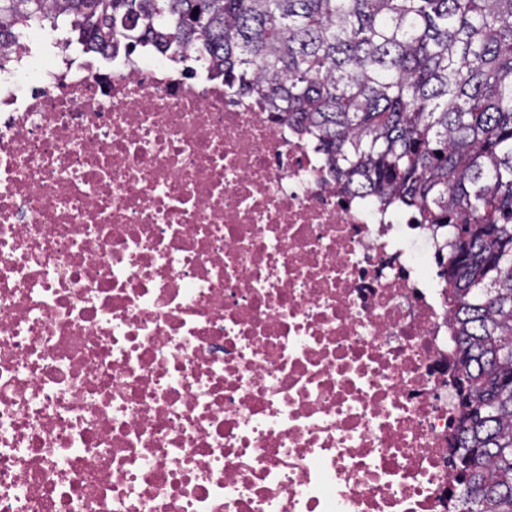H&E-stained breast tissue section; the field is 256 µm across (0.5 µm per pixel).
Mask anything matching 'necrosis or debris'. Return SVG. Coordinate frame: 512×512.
Masks as SVG:
<instances>
[{
  "instance_id": "necrosis-or-debris-1",
  "label": "necrosis or debris",
  "mask_w": 512,
  "mask_h": 512,
  "mask_svg": "<svg viewBox=\"0 0 512 512\" xmlns=\"http://www.w3.org/2000/svg\"><path fill=\"white\" fill-rule=\"evenodd\" d=\"M431 230L150 38L0 47V512H459Z\"/></svg>"
}]
</instances>
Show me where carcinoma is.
Masks as SVG:
<instances>
[{
    "label": "carcinoma",
    "mask_w": 512,
    "mask_h": 512,
    "mask_svg": "<svg viewBox=\"0 0 512 512\" xmlns=\"http://www.w3.org/2000/svg\"><path fill=\"white\" fill-rule=\"evenodd\" d=\"M56 11L91 50L199 47L345 187L446 229L461 512H512V0H0V39Z\"/></svg>",
    "instance_id": "obj_1"
}]
</instances>
